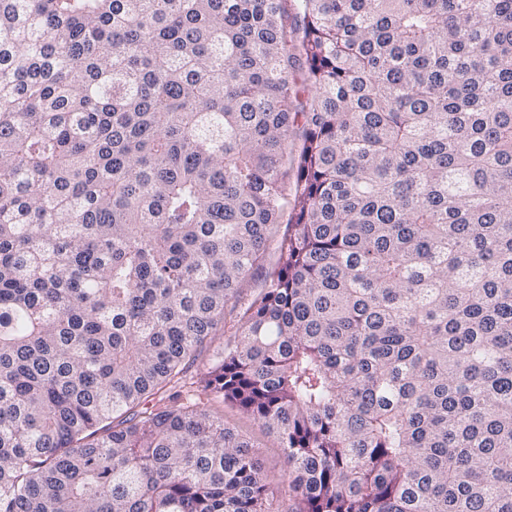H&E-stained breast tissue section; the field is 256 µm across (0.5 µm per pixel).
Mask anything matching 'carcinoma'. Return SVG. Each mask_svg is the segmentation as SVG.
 Instances as JSON below:
<instances>
[{
  "label": "carcinoma",
  "instance_id": "obj_1",
  "mask_svg": "<svg viewBox=\"0 0 512 512\" xmlns=\"http://www.w3.org/2000/svg\"><path fill=\"white\" fill-rule=\"evenodd\" d=\"M288 17L0 0V512H512V0ZM303 2L292 0L288 3V48L292 53L299 54L304 36ZM288 208L285 213L283 223L275 224L271 229L266 243L265 252L260 262V267L251 276H249L238 288L235 299L226 310L224 326L220 327L216 335L205 343V346L198 352L196 359L187 365L186 387L175 388V391L191 387L196 393L201 394L205 399L208 398L211 407L224 412V421L239 432L245 434L254 448L258 452L259 458L265 470L271 475H279L283 466V455L280 448V442L276 434L268 433L247 415L240 413L236 409L226 406L220 399L213 395H206L204 391L207 374L215 365L216 354L222 348L223 344L231 338L235 330L239 312L247 307L263 290L265 282V271L275 266L279 258V241L285 230L288 213L291 211L292 191L291 179L288 178Z\"/></svg>",
  "mask_w": 512,
  "mask_h": 512
}]
</instances>
